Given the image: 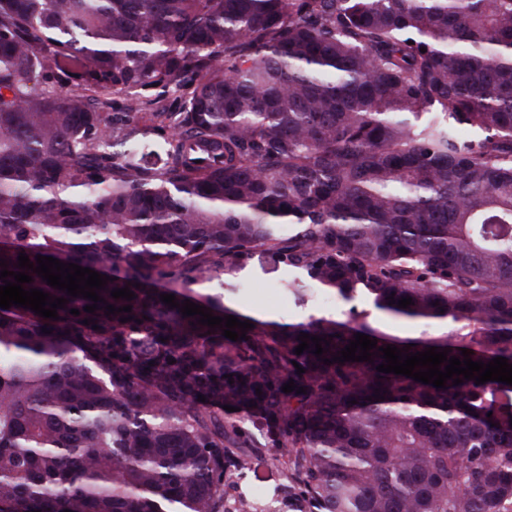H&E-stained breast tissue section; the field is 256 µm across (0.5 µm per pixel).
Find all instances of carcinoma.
<instances>
[{
    "instance_id": "cac0c4a2",
    "label": "carcinoma",
    "mask_w": 512,
    "mask_h": 512,
    "mask_svg": "<svg viewBox=\"0 0 512 512\" xmlns=\"http://www.w3.org/2000/svg\"><path fill=\"white\" fill-rule=\"evenodd\" d=\"M21 253L111 280L89 313L28 270L59 319L0 308V512H264L253 459L288 512H512V386L323 363L362 333L512 364V0H0V271ZM255 260L423 330L246 314Z\"/></svg>"
}]
</instances>
